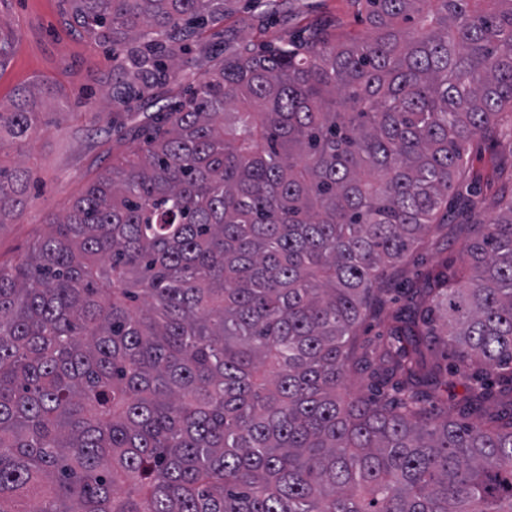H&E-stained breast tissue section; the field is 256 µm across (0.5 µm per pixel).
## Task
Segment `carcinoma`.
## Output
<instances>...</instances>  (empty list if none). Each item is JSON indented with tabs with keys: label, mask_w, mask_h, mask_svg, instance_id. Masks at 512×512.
Listing matches in <instances>:
<instances>
[{
	"label": "carcinoma",
	"mask_w": 512,
	"mask_h": 512,
	"mask_svg": "<svg viewBox=\"0 0 512 512\" xmlns=\"http://www.w3.org/2000/svg\"><path fill=\"white\" fill-rule=\"evenodd\" d=\"M71 2L128 47L116 110L192 50L201 72L0 264V512H512V406L485 410L494 379L512 396V154L464 205V264L355 336L379 271L448 223L465 145L512 139V0H354L363 36L260 53L188 43L229 0ZM41 94L0 107V143ZM27 191L0 166V226ZM448 338L469 421L438 408ZM391 325L390 320L382 321L378 318H367L357 328L358 339L362 342L370 340L375 344L378 342V335L385 336Z\"/></svg>",
	"instance_id": "cac0c4a2"
}]
</instances>
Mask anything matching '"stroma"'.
<instances>
[{
	"mask_svg": "<svg viewBox=\"0 0 512 512\" xmlns=\"http://www.w3.org/2000/svg\"><path fill=\"white\" fill-rule=\"evenodd\" d=\"M71 0H0V25L14 33L7 64L0 68V105H9L21 88L38 84L48 100L40 130L24 146L0 144V163L23 165L32 181L25 207L0 226V263H14L43 236L50 220L64 213L70 201L113 156L127 152L130 140L122 127L152 111L153 99L133 102L131 111H112L117 85L112 77L110 45L90 38L76 22ZM240 8L225 18L228 36L270 43L304 26L332 25L337 34L359 35L366 26L351 0H239ZM512 151L506 141H479L471 164L477 183H462L449 209L472 191L492 196L497 187L496 163ZM465 238L434 228L403 262L407 276L423 275L445 260L459 259Z\"/></svg>",
	"mask_w": 512,
	"mask_h": 512,
	"instance_id": "1",
	"label": "stroma"
}]
</instances>
